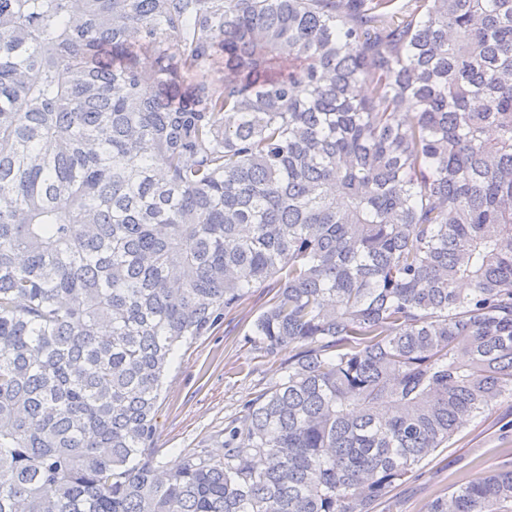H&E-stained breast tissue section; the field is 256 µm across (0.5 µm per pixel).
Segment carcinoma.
Segmentation results:
<instances>
[{
  "mask_svg": "<svg viewBox=\"0 0 512 512\" xmlns=\"http://www.w3.org/2000/svg\"><path fill=\"white\" fill-rule=\"evenodd\" d=\"M271 286L282 381L161 470L176 350ZM506 394L512 0H0V512H374Z\"/></svg>",
  "mask_w": 512,
  "mask_h": 512,
  "instance_id": "carcinoma-1",
  "label": "carcinoma"
}]
</instances>
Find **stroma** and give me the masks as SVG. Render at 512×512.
Returning a JSON list of instances; mask_svg holds the SVG:
<instances>
[{"label":"stroma","instance_id":"1","mask_svg":"<svg viewBox=\"0 0 512 512\" xmlns=\"http://www.w3.org/2000/svg\"><path fill=\"white\" fill-rule=\"evenodd\" d=\"M274 295L271 288L251 289L221 325L176 352L156 414L160 465L176 468L187 452L198 449L223 456L224 428L247 401L281 382L280 362L287 352L273 358L249 342L255 319ZM511 465L512 399L505 397L463 424L447 447L428 455L416 478L390 488L376 512H430L436 498L458 485Z\"/></svg>","mask_w":512,"mask_h":512}]
</instances>
